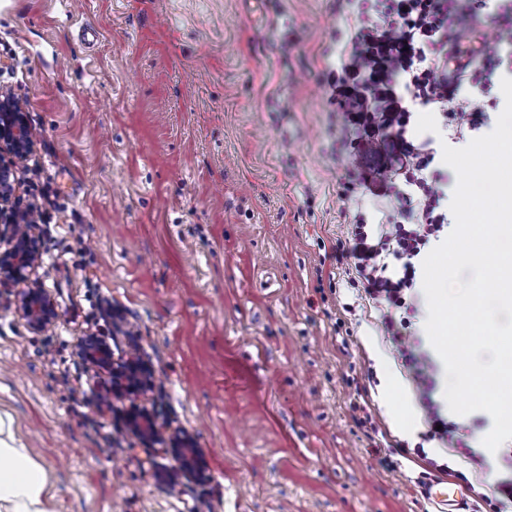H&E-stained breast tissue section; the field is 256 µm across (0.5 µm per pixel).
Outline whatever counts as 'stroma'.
<instances>
[{
  "label": "stroma",
  "mask_w": 512,
  "mask_h": 512,
  "mask_svg": "<svg viewBox=\"0 0 512 512\" xmlns=\"http://www.w3.org/2000/svg\"><path fill=\"white\" fill-rule=\"evenodd\" d=\"M347 26L336 0H0V86L35 142L18 198L42 215L37 276L59 303L36 334L18 286L0 288V411L57 512H436L424 487L441 479L467 512H499L512 441L490 452L488 413H450L422 286L404 317L477 469L425 441L379 311L329 258L354 217L323 80ZM470 97L479 129L421 110L416 134L461 148L492 132L500 85ZM108 335L150 363L144 403L192 437L203 480L172 489L177 462L127 431L124 405L90 402L80 342Z\"/></svg>",
  "instance_id": "obj_1"
}]
</instances>
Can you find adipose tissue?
<instances>
[{
  "mask_svg": "<svg viewBox=\"0 0 512 512\" xmlns=\"http://www.w3.org/2000/svg\"><path fill=\"white\" fill-rule=\"evenodd\" d=\"M12 419L0 417V512H55L52 475L17 442Z\"/></svg>",
  "mask_w": 512,
  "mask_h": 512,
  "instance_id": "1",
  "label": "adipose tissue"
}]
</instances>
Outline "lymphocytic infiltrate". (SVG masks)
<instances>
[{
	"label": "lymphocytic infiltrate",
	"instance_id": "lymphocytic-infiltrate-1",
	"mask_svg": "<svg viewBox=\"0 0 512 512\" xmlns=\"http://www.w3.org/2000/svg\"><path fill=\"white\" fill-rule=\"evenodd\" d=\"M491 10L497 29L484 41L477 62L466 61L459 26L465 17ZM355 24L345 41L340 65L329 85L340 110L336 153H353L352 177L372 195L386 196L388 184H402L395 214L366 227L356 222L348 249L334 250V261L350 258L364 291L382 310L402 365L410 374L430 429L428 439L467 453L454 425L444 422L432 394L435 382L426 356L396 319L405 290L415 284L414 260L442 231L446 216L443 182L434 169L430 139L409 130L415 109L440 112L453 131L477 127L483 113L462 97L463 87L489 89L512 44V0H354Z\"/></svg>",
	"mask_w": 512,
	"mask_h": 512
}]
</instances>
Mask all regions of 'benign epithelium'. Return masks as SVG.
<instances>
[{
  "instance_id": "7a95c632",
  "label": "benign epithelium",
  "mask_w": 512,
  "mask_h": 512,
  "mask_svg": "<svg viewBox=\"0 0 512 512\" xmlns=\"http://www.w3.org/2000/svg\"><path fill=\"white\" fill-rule=\"evenodd\" d=\"M34 146L23 100L0 89V283L25 285L17 297L16 309L30 330L41 333L55 324L58 312L54 300L34 278L42 264L38 238L33 232L37 209L20 205L16 195L19 164L32 154ZM80 354L95 375L112 376V384L105 391L94 390L95 403L112 408L116 401H130L128 430L150 446L161 444L171 449L178 461L179 477L201 479L192 438L178 432L164 435L151 412L137 403L152 386V371L143 358L136 353L114 357L105 336L83 341Z\"/></svg>"
}]
</instances>
